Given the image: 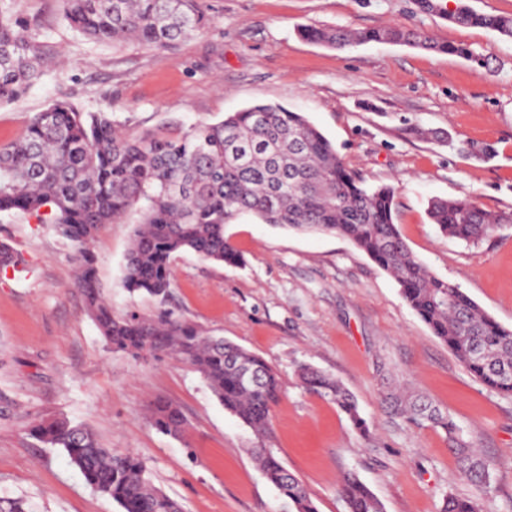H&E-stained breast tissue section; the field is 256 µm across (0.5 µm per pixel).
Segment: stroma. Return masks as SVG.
Returning <instances> with one entry per match:
<instances>
[{
  "mask_svg": "<svg viewBox=\"0 0 512 512\" xmlns=\"http://www.w3.org/2000/svg\"><path fill=\"white\" fill-rule=\"evenodd\" d=\"M422 0H201L207 31L155 53L91 41L63 17L61 0H6L68 59L18 99L0 104V142L17 137L52 101L107 111L131 137L212 123L255 103L304 113L369 185L395 190L396 222L412 252L512 327V223L475 243L441 235L434 198L470 199L512 212V39L457 25ZM420 29L467 44L490 65L397 43L334 49L301 39L298 25ZM492 145L488 162L425 137ZM131 222L104 225L93 244L98 282L119 317H150L159 302L123 286ZM246 264L185 252L171 262L166 304L175 316L262 356L282 393L264 439L224 409L189 364L110 351L73 287L71 247L52 225L0 212V243L21 260L0 272V497L33 512H121L95 492L59 448L37 444L30 423L64 417L105 447L142 457L154 484L184 512H285L252 453L264 442L307 488L319 512H345L338 488L355 472L384 512H441L446 496L478 498L482 512H512V397L473 378L403 301L395 280L347 239L301 234L242 218L228 227ZM340 381L369 432L331 401L304 390L300 365ZM399 391L447 413L456 436L494 467L486 484L461 477L451 438L388 413ZM185 419L159 432L154 405Z\"/></svg>",
  "mask_w": 512,
  "mask_h": 512,
  "instance_id": "obj_1",
  "label": "stroma"
}]
</instances>
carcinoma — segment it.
Masks as SVG:
<instances>
[{"instance_id": "carcinoma-1", "label": "carcinoma", "mask_w": 512, "mask_h": 512, "mask_svg": "<svg viewBox=\"0 0 512 512\" xmlns=\"http://www.w3.org/2000/svg\"><path fill=\"white\" fill-rule=\"evenodd\" d=\"M62 2L64 19L74 30L114 47L134 42L165 50L203 34L209 25L200 0ZM447 20L512 39V16L477 12L466 0H459ZM299 35L332 48L397 41L487 65L472 47L439 42L421 30L351 32L305 25ZM53 61L65 59L30 24L0 6V103L38 83ZM13 210L53 225L70 243L80 269L74 287L109 350L188 363L224 408L258 436L270 429L281 396L278 373L261 356L207 336L167 309L152 319L116 317L97 284L92 243L101 226L136 217L124 288L162 304L170 295L174 256L192 252L203 261L243 262L227 232L240 217L344 237L395 279L404 302L474 378L512 396V327L495 321L459 284L436 276L417 259L395 223L392 187L366 185L315 125L280 104L256 103L174 136L130 138L111 113H83L55 100L35 113L19 136L0 143V212ZM428 215L442 235L467 243L512 223L511 212L488 211L467 199H433ZM298 375L307 390L334 402L356 430L367 433L356 400L337 380L306 364ZM391 407L411 424L454 431L448 416L429 402L400 394L392 397ZM152 421L163 433L182 430L180 411L166 402L156 403ZM28 432L46 447L63 449L86 482L123 512H183L179 501L153 484L140 456L113 453L86 426L66 418L42 419ZM456 445L459 474L486 483L493 463L459 439ZM252 453L287 512H318L306 487L270 449L257 445ZM341 495L345 512H383L381 502L352 472L342 479ZM442 512H480V506L474 499L449 497Z\"/></svg>"}]
</instances>
